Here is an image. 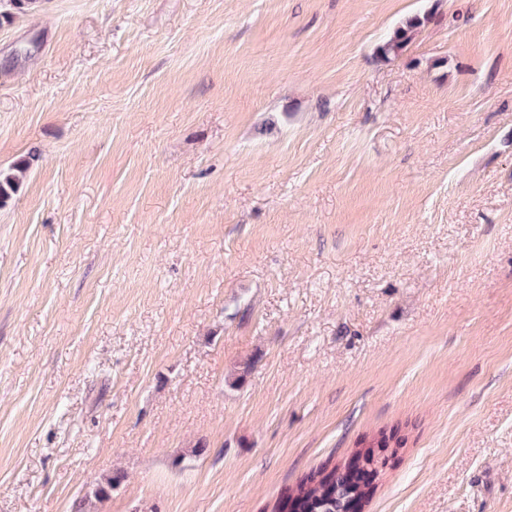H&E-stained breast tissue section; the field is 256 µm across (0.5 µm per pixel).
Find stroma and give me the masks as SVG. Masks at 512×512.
Instances as JSON below:
<instances>
[{
    "instance_id": "1",
    "label": "stroma",
    "mask_w": 512,
    "mask_h": 512,
    "mask_svg": "<svg viewBox=\"0 0 512 512\" xmlns=\"http://www.w3.org/2000/svg\"><path fill=\"white\" fill-rule=\"evenodd\" d=\"M22 159L0 512H272L392 427L362 512H512V0H39ZM424 21L425 19L419 16L405 20L400 26L396 27L387 40L379 46L378 51L380 55L387 59L389 56H396L402 52L412 40L417 29L423 25ZM120 476H108L103 479V481L98 482L88 495L85 496L82 500H80L78 506H76V512H86L87 504H92L89 502L92 498L97 503H102L112 497V490L120 483Z\"/></svg>"
}]
</instances>
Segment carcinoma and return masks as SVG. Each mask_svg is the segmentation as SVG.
<instances>
[{
	"label": "carcinoma",
	"instance_id": "carcinoma-1",
	"mask_svg": "<svg viewBox=\"0 0 512 512\" xmlns=\"http://www.w3.org/2000/svg\"><path fill=\"white\" fill-rule=\"evenodd\" d=\"M38 0H0V25L14 18V11L34 6ZM424 19L414 16L396 27L378 51L384 58L396 56L412 40ZM28 169V163L19 161L8 170L0 169V209L10 205L20 187V180ZM370 444L363 443L351 458L329 469L320 467L308 473L296 487L288 490L283 501L276 504L273 512H347L353 500H364L366 492L374 491L375 481L383 474L387 458L368 452ZM121 477L108 476L98 482L88 495L80 500L76 512H86L90 500L102 503L112 497V490Z\"/></svg>",
	"mask_w": 512,
	"mask_h": 512
}]
</instances>
